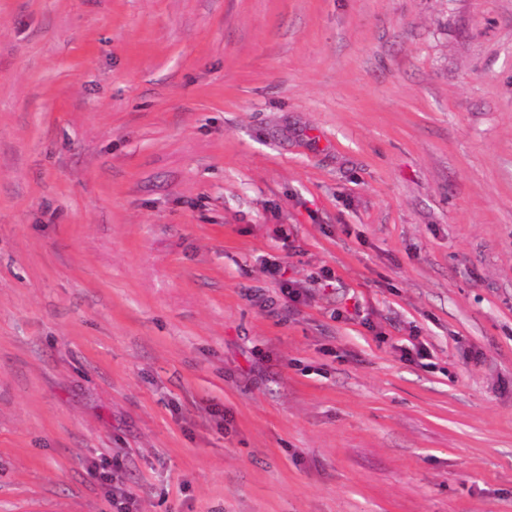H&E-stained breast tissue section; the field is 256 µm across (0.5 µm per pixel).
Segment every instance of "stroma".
Segmentation results:
<instances>
[{"label": "stroma", "mask_w": 512, "mask_h": 512, "mask_svg": "<svg viewBox=\"0 0 512 512\" xmlns=\"http://www.w3.org/2000/svg\"><path fill=\"white\" fill-rule=\"evenodd\" d=\"M116 487L512 512V0H0V512Z\"/></svg>", "instance_id": "stroma-1"}]
</instances>
